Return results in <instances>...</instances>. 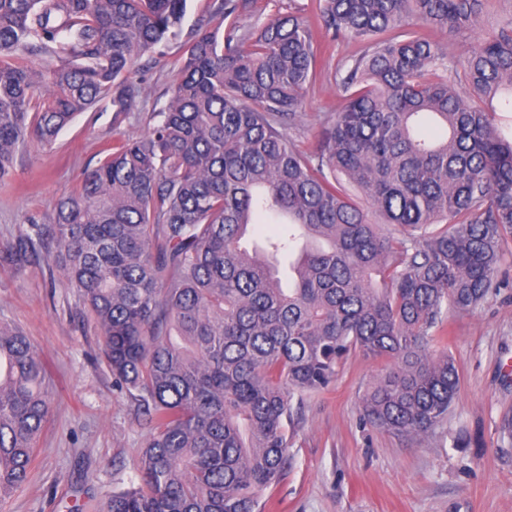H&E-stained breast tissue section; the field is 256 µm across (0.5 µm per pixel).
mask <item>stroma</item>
I'll list each match as a JSON object with an SVG mask.
<instances>
[{"instance_id":"35a3bbf8","label":"stroma","mask_w":512,"mask_h":512,"mask_svg":"<svg viewBox=\"0 0 512 512\" xmlns=\"http://www.w3.org/2000/svg\"><path fill=\"white\" fill-rule=\"evenodd\" d=\"M317 4L251 0L239 24L256 29L290 9L311 22ZM510 18L512 0H498L484 10L480 30L433 37L460 65L484 33ZM182 45L174 39L162 56L140 62L142 93L129 111L114 112L104 100L79 114L51 145L28 140L20 146L10 173L0 178V251L18 244L32 225L52 223L58 201L106 147L147 130L179 78ZM360 50L353 39L327 46V64L307 84L289 133L299 149L314 148L341 110L336 63ZM55 253V242L47 240L23 265L0 260V321L28 337L45 365L53 400L28 478L0 512H100L108 495L138 482L150 434L128 392L114 384L100 329ZM502 253L500 289L472 310L444 315L442 341L460 374L447 420L413 440L365 424L360 398L385 364L351 355L329 390L305 396L290 429V468L265 494L263 512H512V444L500 443L497 433L512 412L511 236Z\"/></svg>"}]
</instances>
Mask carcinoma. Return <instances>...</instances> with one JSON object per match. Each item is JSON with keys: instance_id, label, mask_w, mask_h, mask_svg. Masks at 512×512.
<instances>
[{"instance_id": "1", "label": "carcinoma", "mask_w": 512, "mask_h": 512, "mask_svg": "<svg viewBox=\"0 0 512 512\" xmlns=\"http://www.w3.org/2000/svg\"><path fill=\"white\" fill-rule=\"evenodd\" d=\"M186 2L0 0V177L27 139L52 144L100 99L128 111L137 61L180 35ZM249 2L219 0L197 20L157 122L0 256L22 262L56 242L112 376L152 427L139 484L103 512H262L288 471L294 410L352 354L390 363L362 396L364 419L428 434L460 382L431 330L500 288L512 138L482 104H512V20L459 69L434 40L398 29L471 32L489 0H319L324 36L362 50L337 64L345 104L303 152L288 129L319 46L296 11L219 36L214 21ZM258 216L284 226L260 256L241 244ZM51 410L41 359L0 323V505L25 483Z\"/></svg>"}]
</instances>
